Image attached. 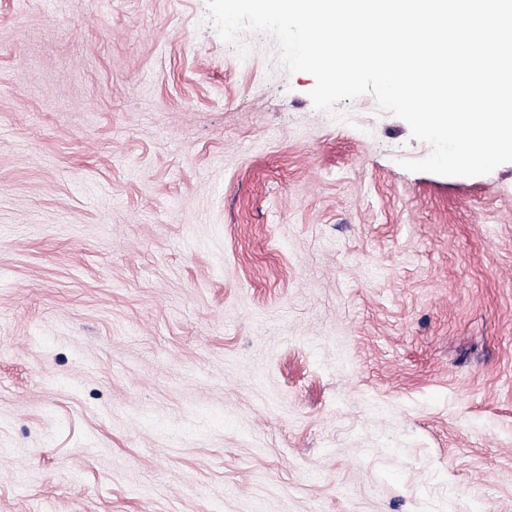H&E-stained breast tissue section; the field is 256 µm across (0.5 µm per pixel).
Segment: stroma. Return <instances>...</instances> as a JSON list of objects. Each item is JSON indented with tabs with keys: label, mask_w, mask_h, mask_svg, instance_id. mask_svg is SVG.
<instances>
[{
	"label": "stroma",
	"mask_w": 512,
	"mask_h": 512,
	"mask_svg": "<svg viewBox=\"0 0 512 512\" xmlns=\"http://www.w3.org/2000/svg\"><path fill=\"white\" fill-rule=\"evenodd\" d=\"M314 84L206 0H0V512H512V163Z\"/></svg>",
	"instance_id": "obj_1"
}]
</instances>
